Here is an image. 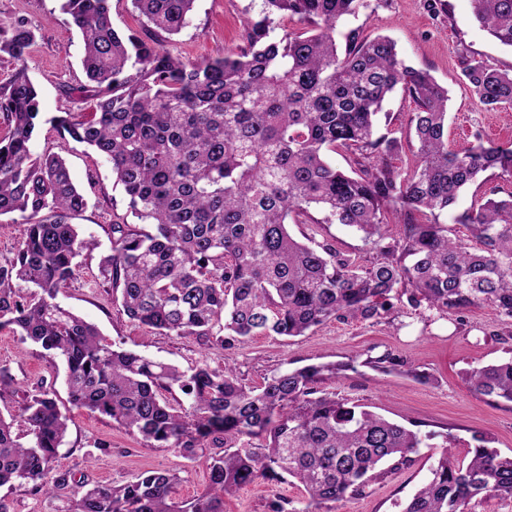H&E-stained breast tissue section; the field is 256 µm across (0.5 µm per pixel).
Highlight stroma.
<instances>
[{"label": "stroma", "mask_w": 512, "mask_h": 512, "mask_svg": "<svg viewBox=\"0 0 512 512\" xmlns=\"http://www.w3.org/2000/svg\"><path fill=\"white\" fill-rule=\"evenodd\" d=\"M366 8L346 17L339 32L360 29L364 36L385 35L394 40L400 56L428 70L447 87L448 141L467 145L474 132L497 143L512 142V109L483 110L460 83L463 61L478 56L502 70L512 69V48L497 43L473 18L472 0H366ZM60 0H0V29L24 22L35 43L24 65L41 95L43 122L31 142L33 154L55 153L66 159L75 182L88 199L76 219L82 237L94 238L97 251L85 253L76 277L61 288L58 303L96 325L102 336L121 348L187 370L202 364L223 365L232 358L239 376L250 385L287 368L311 363L356 359V370L327 379L324 389L372 406L386 418L419 425L432 433L430 447L420 449L410 468L388 474L357 497L325 503L322 512H399L429 477L440 453L463 459L474 434L483 433L502 452H512V402L494 400L468 389L466 369L512 357V326L502 324L495 309L485 305L453 317L427 308L411 309L394 302L378 323L331 321L313 333L286 338L255 336L236 344L230 353L211 349L195 338H170L149 333L130 320L103 291L98 259L110 246L107 229L113 212L126 204L114 184L105 157L62 136L51 124L53 116L84 114L80 87L88 80L81 65L83 42L78 29L59 10ZM262 0H196L192 23L164 44L184 60L223 56L239 45L242 23L259 12ZM297 238L331 242L343 254L369 257L372 250L361 236L340 224H301L290 228ZM385 353L398 355L417 370L431 374L422 384L410 377L385 375L364 361ZM0 364L10 368L20 385L44 383L57 394L61 411L69 418L66 444L56 461L59 469L89 484L119 485L146 470L177 474L173 497L181 502L201 492L208 482L205 466L184 459L168 448H149L137 435L113 426L109 418L71 405L64 367L44 358L39 348L10 330L0 331ZM111 448L101 455L99 444ZM69 491L51 498L29 485L0 488L5 512H61ZM288 501L291 512L304 506V492L290 482L261 481L242 487L224 501V512H267L274 500Z\"/></svg>", "instance_id": "obj_1"}]
</instances>
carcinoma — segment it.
Returning a JSON list of instances; mask_svg holds the SVG:
<instances>
[{
  "label": "carcinoma",
  "instance_id": "carcinoma-1",
  "mask_svg": "<svg viewBox=\"0 0 512 512\" xmlns=\"http://www.w3.org/2000/svg\"><path fill=\"white\" fill-rule=\"evenodd\" d=\"M112 0H61L79 30L88 115L55 118L73 140L105 156L126 212L112 214L110 249L98 279L131 320L163 336L194 337L228 352L254 335L304 336L330 321L389 315L391 293L408 306L461 313L492 306L512 323V144L480 137L448 143V89L399 57L386 36L336 28L364 0H263L246 20V46L184 61L164 42L191 23L196 0H131L141 30L119 34ZM473 16L512 47V0H472ZM311 28L272 36L273 16ZM35 33L19 22L0 30V55L18 63L0 86L9 134L0 139V216L19 213L22 241L0 262V329L6 327L65 367L72 405L112 420L152 448L202 462L208 484L176 502L178 480L149 470L117 486L80 484L65 512H224V498L257 480H291L302 512L361 495L411 467L432 433L390 421L321 384L353 364L287 369L251 386L229 356L190 371L123 350L56 298L98 248L71 223L87 201L58 155L30 148L41 102L22 62ZM462 80L486 111L512 108V71L464 61ZM411 99L406 140L375 118L395 91ZM345 157L349 168L333 164ZM496 182L456 217L469 238L451 237L442 218L462 188ZM133 216L138 222L131 223ZM401 236L387 241V226ZM291 224H341L376 250L363 264L329 243L309 245ZM31 289L22 295L18 285ZM365 365L404 367L391 353ZM476 393L512 402V358L473 367ZM21 396L0 416V487L33 484L51 495L71 487L55 466L68 418L56 394L22 388L0 366V398ZM23 423L24 434L14 432ZM465 458L442 452L400 512H470L492 494L512 496V454L473 436Z\"/></svg>",
  "mask_w": 512,
  "mask_h": 512
}]
</instances>
